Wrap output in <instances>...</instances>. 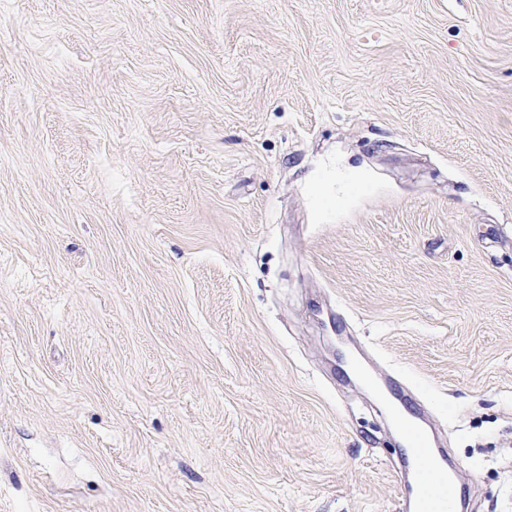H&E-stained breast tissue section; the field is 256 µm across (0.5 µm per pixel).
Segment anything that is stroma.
<instances>
[{
    "label": "stroma",
    "instance_id": "obj_1",
    "mask_svg": "<svg viewBox=\"0 0 512 512\" xmlns=\"http://www.w3.org/2000/svg\"><path fill=\"white\" fill-rule=\"evenodd\" d=\"M392 382L512 512V0H0V512H400Z\"/></svg>",
    "mask_w": 512,
    "mask_h": 512
}]
</instances>
